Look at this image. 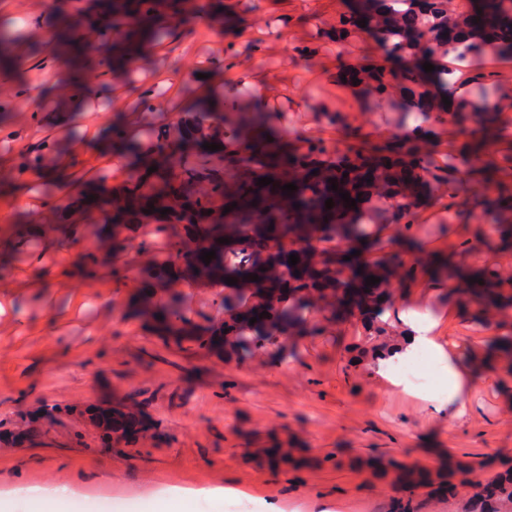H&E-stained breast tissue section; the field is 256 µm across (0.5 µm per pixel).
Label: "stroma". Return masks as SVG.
I'll return each instance as SVG.
<instances>
[{
	"mask_svg": "<svg viewBox=\"0 0 512 512\" xmlns=\"http://www.w3.org/2000/svg\"><path fill=\"white\" fill-rule=\"evenodd\" d=\"M45 2L0 0V34L14 39V63L0 67V512H84V494L102 490L124 512L170 500L188 512H396L405 502L411 512H475L476 491L459 486L456 468L485 483L512 464V371L481 367L496 332L463 317L441 286L394 289L388 341L429 329L477 377L460 400L438 368L418 389L391 385L384 363L350 366L366 342L356 318L241 357L167 342L128 307L138 284L128 256L84 279L93 224L12 254L22 224L46 208L42 172L15 173L24 153L60 144L59 190L89 174L120 191L128 162L99 142L146 102L160 128L193 113L194 90L208 87L232 101L226 127L263 111L290 123L294 144L378 145L400 112L336 83L333 33L351 0H224L239 25L220 29L203 21L202 0H181L180 16L160 21L158 45L130 69L100 70L77 113L63 116L54 102L68 65L50 53L57 14ZM265 85L267 100L256 102ZM25 99L31 107L19 108ZM324 107L344 122L320 119ZM443 192L432 184L409 257L454 254L476 227L463 194L454 237L439 232Z\"/></svg>",
	"mask_w": 512,
	"mask_h": 512,
	"instance_id": "1",
	"label": "stroma"
}]
</instances>
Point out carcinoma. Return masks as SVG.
Masks as SVG:
<instances>
[{"label": "carcinoma", "instance_id": "cac0c4a2", "mask_svg": "<svg viewBox=\"0 0 512 512\" xmlns=\"http://www.w3.org/2000/svg\"><path fill=\"white\" fill-rule=\"evenodd\" d=\"M166 2L91 0L86 10L83 0H67L71 8L55 25L51 48L68 57L72 74L56 105L73 100L75 88L91 78V70L85 66L88 43L77 33L79 27L88 33L96 30L89 12L112 22L115 35L107 62L112 69L126 66L144 45H155L159 38L157 15ZM447 5L448 0H414L417 19L407 21L396 36L381 32L377 36L387 52L401 56L413 49L425 55L452 53L456 44L470 51L489 45L512 53V0H473V10L481 11L488 21L476 38L467 27L450 38L439 34L442 20L449 17ZM388 8L389 0H359L354 16L370 21ZM198 103L209 122L179 119L151 140L149 150L139 149L125 126H112L110 138L123 143L133 168L121 194L109 192L96 179L79 183L82 195L94 199L78 210L77 217L109 226L94 250L85 255L89 264L115 257L125 249L127 240L120 237L123 229L152 224L153 241L148 260L140 268L141 285L134 302L154 318L158 335L171 337L179 346L188 342L209 348L220 345L221 337L232 336L233 350L245 355L281 336L307 332L313 312L333 324L354 310L360 312L367 335H386L388 323L382 316L392 297L387 285L391 280L401 286L414 280L419 263L407 260L398 245L386 259L353 255L366 242L375 240L386 247L390 241L379 235L380 225L354 223L355 209L339 193L347 192L355 200L360 194H390L398 221L409 226V217L428 195L431 181L441 179L448 186L451 209L457 186L465 180L473 192L471 201L478 202L493 234H485L479 225L457 250L480 252L484 258L478 265L450 267L443 275L445 262L435 256L425 273L448 288V296L458 299L463 313L472 320L500 331V358L512 364V324L494 320L512 311V277H500L491 261L500 252L512 251V190L498 180L500 171L512 163V151L491 153V146L503 141L504 132L498 113L487 110L486 102L477 106L464 95L458 99L457 113L463 122L452 155L467 161L465 172L454 166L445 172L431 166L424 149L425 134L420 130L412 140L388 141L347 156L331 176L338 184L336 190L330 189L331 177L325 174L320 159L322 149L316 144L285 149L263 112L239 116L236 138L244 170L224 168V119L215 118L222 114L224 99L200 89ZM206 142L217 143L221 149L206 150L202 148ZM27 162L49 169L58 164L59 156L50 147L35 151ZM152 166L156 170L148 171ZM261 177H271L274 182L261 187ZM288 183L295 184L297 190L283 193L282 186ZM329 198L334 202L331 209L325 206ZM296 203L300 207H294ZM227 206L230 211L226 213ZM163 208L170 212L160 214ZM170 224L182 229L176 249L162 237ZM46 225L45 217L30 219L24 235L28 248L37 247ZM221 237L229 243L219 242ZM210 250L216 256L205 264L200 256ZM291 254L299 257L294 266L288 263ZM296 270L300 275H294ZM248 274L258 275L259 280L250 281ZM368 276L378 277L380 282L368 286ZM227 277L237 280L236 292L223 301L228 320L208 326L194 323L181 285L186 280L223 284ZM473 277L481 282H470ZM150 288L163 290L165 297L153 300ZM264 311L268 315L260 316ZM253 317L257 321L251 324ZM491 485L489 501L494 496L512 495V471L501 473Z\"/></svg>", "mask_w": 512, "mask_h": 512}]
</instances>
